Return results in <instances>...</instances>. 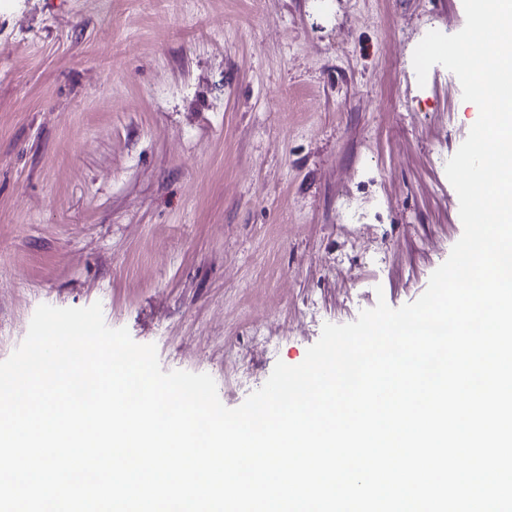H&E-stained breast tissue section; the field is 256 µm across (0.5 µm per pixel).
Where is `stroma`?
Masks as SVG:
<instances>
[{"instance_id":"35a3bbf8","label":"stroma","mask_w":512,"mask_h":512,"mask_svg":"<svg viewBox=\"0 0 512 512\" xmlns=\"http://www.w3.org/2000/svg\"><path fill=\"white\" fill-rule=\"evenodd\" d=\"M463 0H0V361L100 303L240 406L324 324L426 290L478 108L418 82Z\"/></svg>"}]
</instances>
